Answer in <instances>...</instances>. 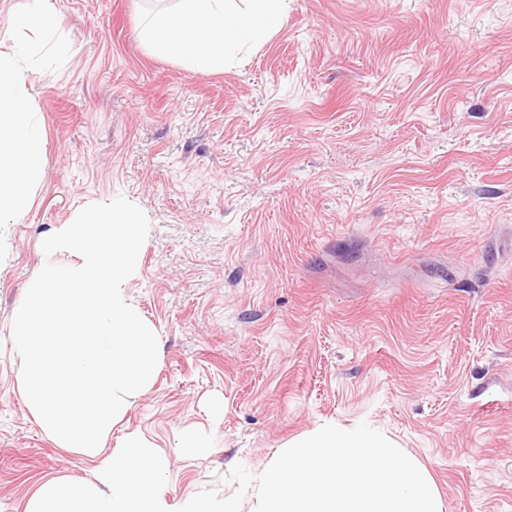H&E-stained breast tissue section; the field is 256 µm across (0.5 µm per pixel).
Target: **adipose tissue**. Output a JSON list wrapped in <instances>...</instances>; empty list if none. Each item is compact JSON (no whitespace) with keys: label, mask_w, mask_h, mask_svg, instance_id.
I'll list each match as a JSON object with an SVG mask.
<instances>
[{"label":"adipose tissue","mask_w":512,"mask_h":512,"mask_svg":"<svg viewBox=\"0 0 512 512\" xmlns=\"http://www.w3.org/2000/svg\"><path fill=\"white\" fill-rule=\"evenodd\" d=\"M291 0H179L176 12H160L143 34L159 54L177 57L189 70H220L226 53L274 29ZM10 28L33 31L34 39L0 51V224L19 222L27 213L42 174L45 142L32 103L33 83L25 58L40 55L56 27L46 0H27L12 11Z\"/></svg>","instance_id":"obj_1"}]
</instances>
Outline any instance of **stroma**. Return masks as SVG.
Segmentation results:
<instances>
[{"instance_id": "35a3bbf8", "label": "stroma", "mask_w": 512, "mask_h": 512, "mask_svg": "<svg viewBox=\"0 0 512 512\" xmlns=\"http://www.w3.org/2000/svg\"><path fill=\"white\" fill-rule=\"evenodd\" d=\"M175 6L47 0L70 50L33 67L42 177L0 226V512L94 466L29 411L9 336L43 238L121 195L160 368L105 447L161 448L169 501L365 423L445 512H512V0H292L220 71L145 40Z\"/></svg>"}]
</instances>
